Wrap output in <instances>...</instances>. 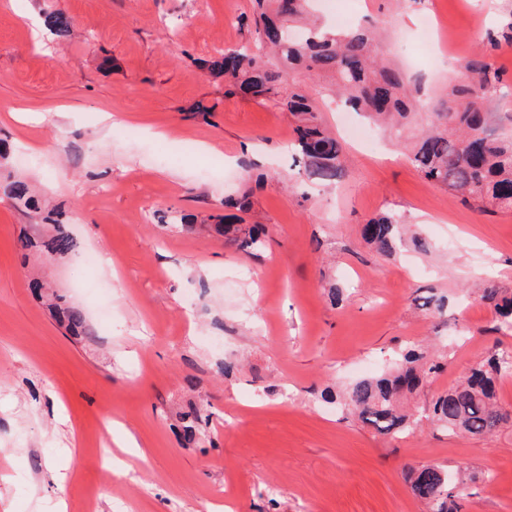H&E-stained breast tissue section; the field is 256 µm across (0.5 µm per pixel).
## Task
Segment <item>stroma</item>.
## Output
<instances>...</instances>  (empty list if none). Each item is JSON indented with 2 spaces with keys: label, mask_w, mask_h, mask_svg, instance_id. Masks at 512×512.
<instances>
[{
  "label": "stroma",
  "mask_w": 512,
  "mask_h": 512,
  "mask_svg": "<svg viewBox=\"0 0 512 512\" xmlns=\"http://www.w3.org/2000/svg\"><path fill=\"white\" fill-rule=\"evenodd\" d=\"M252 8L0 0L5 170L99 259L24 263L21 236L50 227L0 193V512L60 499L66 512H429L407 482L429 463L485 473L462 512H512V422L471 437L421 419L489 351H512V330L468 293L481 279L512 292V212L468 209L384 134L375 154L345 141L335 185L293 176L296 119L196 67L249 41L239 19ZM346 8L389 28L385 56L430 99L446 94L452 55L487 50L512 83V43L487 45L512 0H338ZM56 12L73 21L66 35L33 32ZM248 188L245 221L267 230L250 254L213 230L225 196ZM388 213L430 253L376 254L362 229ZM46 286L83 312L89 337L66 335ZM432 292L447 296L443 314L419 306ZM417 344L437 345L445 368L411 397L414 430L378 434L322 399ZM192 406L206 424L188 443ZM127 432L137 447H121Z\"/></svg>",
  "instance_id": "obj_1"
}]
</instances>
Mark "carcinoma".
<instances>
[{
	"label": "carcinoma",
	"mask_w": 512,
	"mask_h": 512,
	"mask_svg": "<svg viewBox=\"0 0 512 512\" xmlns=\"http://www.w3.org/2000/svg\"><path fill=\"white\" fill-rule=\"evenodd\" d=\"M309 0H254L247 24L254 36L250 49H227L220 59L199 62L210 75L224 77L225 94L239 92L271 103L298 120V174L309 180L332 183L344 170L340 141L319 122L323 99L313 88L296 82L289 73L305 71L328 81L336 98L371 123L390 130L401 139L420 127L407 144L408 157L424 178L461 196L470 209L482 212L512 210V136L498 133L502 118L491 119L485 109L488 98L509 96L505 83L481 51L459 64L463 77H455L447 99L421 126L426 89L421 80L379 59L381 35L372 23L344 31H327L307 22ZM12 199L34 207L28 185L7 180L0 186ZM53 233L37 243L29 238L23 248H41L51 256H67L78 248L64 224L53 221ZM217 233L249 253L262 244L258 225H215ZM368 244L380 255L391 256L404 244L405 230L392 215L370 220L363 229ZM478 298L494 306L501 325L512 327V295L493 286L478 289ZM54 308L73 336L89 335L84 314L54 296ZM443 363L422 351L408 349L391 367L372 377L356 380L337 395L346 415L372 425L383 435L395 436L413 429L414 420L400 409V400L414 392L424 379L438 374ZM512 373V356L494 350L471 367L468 376L433 397L427 418L447 433L486 436L512 417L496 402V383ZM184 439H194L199 423L197 411L181 416ZM410 487L430 512H459L458 495L478 476L451 472L435 464L414 468Z\"/></svg>",
	"instance_id": "carcinoma-1"
}]
</instances>
